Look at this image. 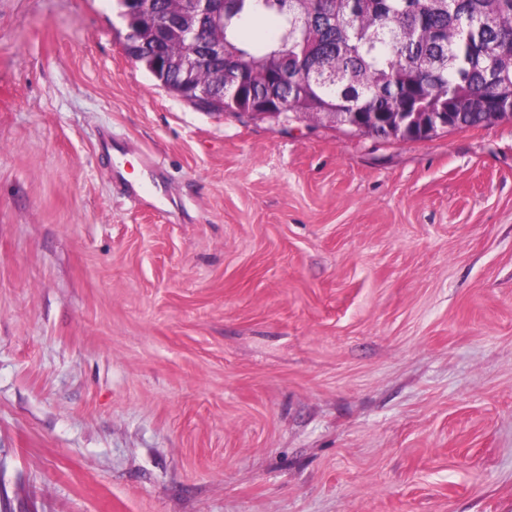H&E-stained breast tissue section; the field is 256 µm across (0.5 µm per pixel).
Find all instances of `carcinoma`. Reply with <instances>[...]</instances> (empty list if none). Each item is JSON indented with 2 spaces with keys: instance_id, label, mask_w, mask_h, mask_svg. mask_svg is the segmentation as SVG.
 <instances>
[{
  "instance_id": "cac0c4a2",
  "label": "carcinoma",
  "mask_w": 512,
  "mask_h": 512,
  "mask_svg": "<svg viewBox=\"0 0 512 512\" xmlns=\"http://www.w3.org/2000/svg\"><path fill=\"white\" fill-rule=\"evenodd\" d=\"M172 0H151L127 36L137 64L170 92L213 112H264L277 123L316 120L347 125L374 112L369 134L392 132L398 114L448 112L455 129L492 125L512 112V0H224L208 31L163 30L178 14ZM268 19L274 34L251 43L244 29ZM210 33L224 56L207 66L184 61L187 44ZM166 57L167 71L155 74Z\"/></svg>"
}]
</instances>
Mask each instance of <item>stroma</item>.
I'll list each match as a JSON object with an SVG mask.
<instances>
[{"mask_svg":"<svg viewBox=\"0 0 512 512\" xmlns=\"http://www.w3.org/2000/svg\"><path fill=\"white\" fill-rule=\"evenodd\" d=\"M125 33L0 0V512H512V122L211 112Z\"/></svg>","mask_w":512,"mask_h":512,"instance_id":"1","label":"stroma"}]
</instances>
